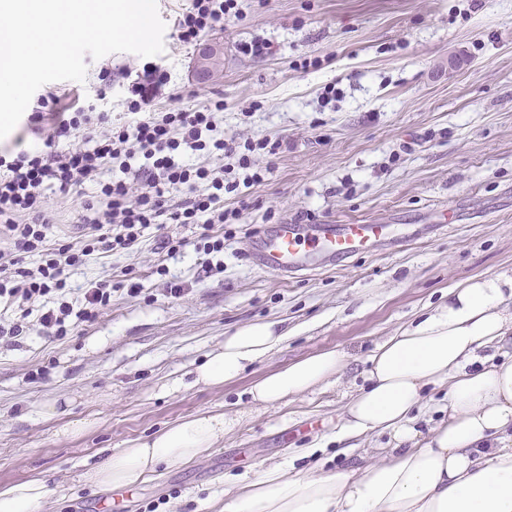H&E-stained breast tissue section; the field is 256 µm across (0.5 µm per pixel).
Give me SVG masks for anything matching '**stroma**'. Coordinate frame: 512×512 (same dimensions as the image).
I'll list each match as a JSON object with an SVG mask.
<instances>
[{"label": "stroma", "instance_id": "35a3bbf8", "mask_svg": "<svg viewBox=\"0 0 512 512\" xmlns=\"http://www.w3.org/2000/svg\"><path fill=\"white\" fill-rule=\"evenodd\" d=\"M187 5L157 0L165 50L152 62L169 82L155 109L171 108L177 92L197 108L223 101L225 138L274 149L253 155L261 182L246 187L244 171L224 172L240 182L224 196L240 218L214 225L223 252L205 255L194 225L150 227L132 249L92 253L71 270L76 307L92 282L112 280V304L94 324L0 344V486L52 479L56 493L42 512L112 497L82 478L102 449L212 409L239 425L190 464L158 467L125 493L123 512H211L225 478L278 464L348 466L334 435L375 345L444 302L453 285L512 268V0H238L241 17L196 46L176 37ZM256 39L266 53L240 51ZM212 49L222 67L206 80L195 61ZM144 63L113 53L88 60L84 82L47 88L61 109L90 107L120 127L133 119L128 87ZM104 64L114 72L107 88L98 80ZM94 194L91 185L47 191L50 244L68 239ZM306 219L385 224L391 241L300 278L252 266L256 227ZM164 234L184 247L161 252ZM279 318L289 337L269 359L220 386L162 394L225 336ZM331 349L350 357L335 385L265 410L245 399L267 374ZM38 367L43 376L29 379ZM48 404L56 416L43 415ZM80 420L89 428L60 435Z\"/></svg>", "mask_w": 512, "mask_h": 512}]
</instances>
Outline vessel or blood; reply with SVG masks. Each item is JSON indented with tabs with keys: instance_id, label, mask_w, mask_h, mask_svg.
Masks as SVG:
<instances>
[{
	"instance_id": "1",
	"label": "vessel or blood",
	"mask_w": 512,
	"mask_h": 512,
	"mask_svg": "<svg viewBox=\"0 0 512 512\" xmlns=\"http://www.w3.org/2000/svg\"><path fill=\"white\" fill-rule=\"evenodd\" d=\"M386 235L383 224H267L252 236V259L263 271L297 276L352 259Z\"/></svg>"
}]
</instances>
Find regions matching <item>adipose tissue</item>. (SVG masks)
<instances>
[{
  "mask_svg": "<svg viewBox=\"0 0 512 512\" xmlns=\"http://www.w3.org/2000/svg\"><path fill=\"white\" fill-rule=\"evenodd\" d=\"M275 321L226 336L193 371L218 386L268 358L286 340ZM512 269L467 279L448 302L378 344L367 381L347 403L338 439L390 434L394 445L349 468L292 473L268 467L237 476L223 512H512ZM349 366L333 349L270 373L248 390L268 407L335 384ZM447 385V422L422 435L415 410L428 386ZM237 419L207 411L108 452L84 478L110 489L146 481L209 452ZM54 489L43 479L0 487V512H41Z\"/></svg>",
  "mask_w": 512,
  "mask_h": 512,
  "instance_id": "ef3b65f1",
  "label": "adipose tissue"
}]
</instances>
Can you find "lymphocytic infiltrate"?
<instances>
[{
    "instance_id": "obj_1",
    "label": "lymphocytic infiltrate",
    "mask_w": 512,
    "mask_h": 512,
    "mask_svg": "<svg viewBox=\"0 0 512 512\" xmlns=\"http://www.w3.org/2000/svg\"><path fill=\"white\" fill-rule=\"evenodd\" d=\"M236 8L237 0H190L177 22L178 41L198 44L208 32L223 26ZM167 82L165 71L144 64L131 85L128 105L138 119L119 128L109 125L107 113L82 106L63 112L57 94L39 96L26 125L41 136V146L0 155V300L28 303L64 291L69 268L98 250L128 249L144 229L166 220L195 225L205 252H223V238L212 235L211 229L231 220L219 201L237 184L225 181L223 170L183 165L176 156L191 151L233 157L240 169L248 171L249 181H260L261 175L253 171L248 153L218 136L216 114L223 111V103L151 113L159 89ZM79 130L85 133V147L63 154L56 151V144ZM108 169L113 176L106 181L102 174ZM137 182L143 186L139 194L133 191ZM88 184L96 187L97 200L82 206L77 241L49 246L45 190L55 187L66 193ZM174 190L182 193L183 200L172 210L168 195ZM28 253L40 254L37 268L24 266L22 257ZM111 301L112 283L102 279L85 290L80 308L60 302L42 312L37 323L43 335L58 339L68 334V318L95 322Z\"/></svg>"
}]
</instances>
